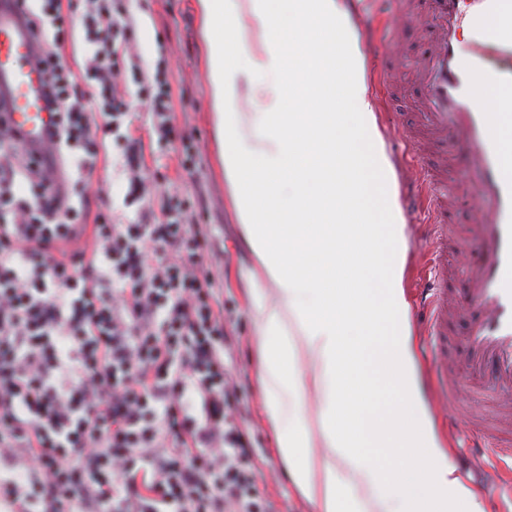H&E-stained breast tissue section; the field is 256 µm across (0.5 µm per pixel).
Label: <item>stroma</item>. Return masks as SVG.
<instances>
[{
	"label": "stroma",
	"instance_id": "obj_1",
	"mask_svg": "<svg viewBox=\"0 0 512 512\" xmlns=\"http://www.w3.org/2000/svg\"><path fill=\"white\" fill-rule=\"evenodd\" d=\"M346 2L365 54L367 87L376 102L379 127L386 135L407 134L416 120L409 105L420 95L416 73L422 42L426 35L436 32L437 21L432 13L420 11L414 27L393 42L386 38L387 27L399 23L393 0ZM116 6L134 29V52L148 66L159 63L165 67L171 83V122L187 140L159 141L138 84L128 82L130 112L118 131L102 138L104 147L91 177L87 214L93 217L103 212L127 224L138 221L141 206L130 202L127 180L118 166L130 137L142 145L143 171L156 185L154 202L170 195L195 200L191 221L204 225L209 235L206 264L214 279L215 298L224 306V324L233 339L224 363L229 377L241 389V401L232 417L251 434L255 464L261 472L258 487L262 495L274 503L277 512H310L308 503L290 482L277 451L276 429L261 404L260 344L250 315L253 264L219 161L208 61L195 0H116ZM390 59L401 63L397 79L406 92L405 100L394 110L388 108L386 90L376 77ZM187 152L192 155L188 163L183 160ZM429 233L426 224H406L404 286L411 301L415 300L427 269ZM412 335L418 374L438 436L451 446L453 461L481 491L487 512H512V469L503 467L486 475L473 470L467 439L468 401L463 398L450 404L437 398L431 372L434 350L420 328H413Z\"/></svg>",
	"mask_w": 512,
	"mask_h": 512
}]
</instances>
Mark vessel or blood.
Returning <instances> with one entry per match:
<instances>
[{
  "label": "vessel or blood",
  "mask_w": 512,
  "mask_h": 512,
  "mask_svg": "<svg viewBox=\"0 0 512 512\" xmlns=\"http://www.w3.org/2000/svg\"><path fill=\"white\" fill-rule=\"evenodd\" d=\"M423 7L434 13L438 34L418 68L416 111L424 128L405 149L427 163V182L408 185L401 196L405 212L424 216L433 228V263L416 306L439 344L435 370L443 389H466L473 429L496 442V455L511 458L512 447L498 439L512 433V0H401L406 26H413ZM466 29L472 36L464 43L459 34ZM34 52L11 0H0V88L10 96L11 127L40 155L55 116L45 102ZM481 92L494 97L495 111L477 107ZM457 136L473 158L466 181L445 176ZM471 193L475 223H452L456 202ZM471 242L477 254L465 268L460 300L448 256Z\"/></svg>",
  "instance_id": "1"
}]
</instances>
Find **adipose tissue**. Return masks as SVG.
I'll return each mask as SVG.
<instances>
[{
    "label": "adipose tissue",
    "mask_w": 512,
    "mask_h": 512,
    "mask_svg": "<svg viewBox=\"0 0 512 512\" xmlns=\"http://www.w3.org/2000/svg\"><path fill=\"white\" fill-rule=\"evenodd\" d=\"M196 7L221 161L258 283L264 410L294 488L312 512H486L420 390L405 224L349 12L342 0ZM259 73L286 81L263 111H240L259 96ZM316 430L321 453L310 447Z\"/></svg>",
    "instance_id": "adipose-tissue-1"
}]
</instances>
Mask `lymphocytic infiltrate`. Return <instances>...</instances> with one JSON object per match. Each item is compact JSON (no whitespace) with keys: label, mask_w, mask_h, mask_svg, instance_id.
I'll return each instance as SVG.
<instances>
[{"label":"lymphocytic infiltrate","mask_w":512,"mask_h":512,"mask_svg":"<svg viewBox=\"0 0 512 512\" xmlns=\"http://www.w3.org/2000/svg\"><path fill=\"white\" fill-rule=\"evenodd\" d=\"M34 58L58 106L54 172L0 113V507L6 512H274L256 486L252 441L230 422L224 309L202 268L208 240L170 196L158 220L82 223L98 160L93 112L119 120L131 25L112 0H83L87 91L56 53L63 0H21ZM159 138L171 87L139 65ZM28 193H19V186Z\"/></svg>","instance_id":"obj_1"}]
</instances>
